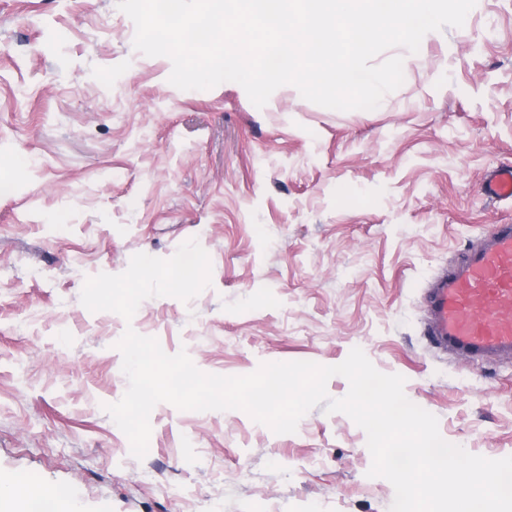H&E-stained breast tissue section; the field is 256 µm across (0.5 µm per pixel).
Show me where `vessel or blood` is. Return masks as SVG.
Here are the masks:
<instances>
[{
    "label": "vessel or blood",
    "instance_id": "1",
    "mask_svg": "<svg viewBox=\"0 0 512 512\" xmlns=\"http://www.w3.org/2000/svg\"><path fill=\"white\" fill-rule=\"evenodd\" d=\"M490 197L512 198V168L494 171ZM427 334L439 347L471 357L512 353V224L495 225L483 246L439 276L428 291ZM38 483L0 476V503L25 512Z\"/></svg>",
    "mask_w": 512,
    "mask_h": 512
}]
</instances>
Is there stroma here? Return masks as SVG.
Here are the masks:
<instances>
[{
    "label": "stroma",
    "instance_id": "1",
    "mask_svg": "<svg viewBox=\"0 0 512 512\" xmlns=\"http://www.w3.org/2000/svg\"><path fill=\"white\" fill-rule=\"evenodd\" d=\"M116 0H0V473L68 490L80 512H390L367 435L315 407L292 434L240 410L151 412L136 459L106 412L126 328L198 369L343 362L399 374L441 437L512 456V360L434 347L426 294L512 224L483 194L512 167V0H477L425 36L372 110L291 85L255 107L224 82L182 91L133 47ZM197 240L211 283L132 320L86 309L87 277Z\"/></svg>",
    "mask_w": 512,
    "mask_h": 512
}]
</instances>
